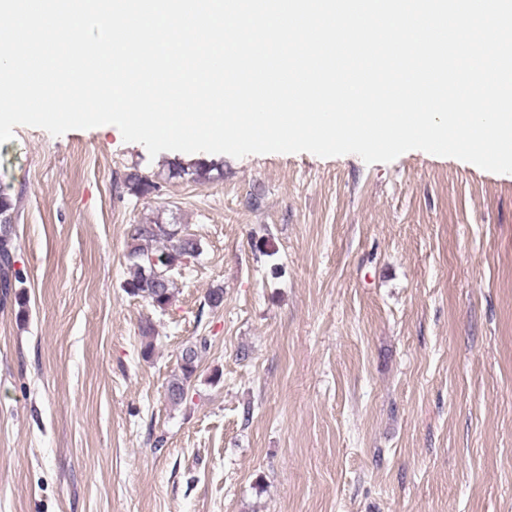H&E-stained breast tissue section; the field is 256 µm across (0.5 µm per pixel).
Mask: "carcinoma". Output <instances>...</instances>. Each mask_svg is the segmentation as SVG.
<instances>
[{"label": "carcinoma", "instance_id": "1", "mask_svg": "<svg viewBox=\"0 0 512 512\" xmlns=\"http://www.w3.org/2000/svg\"><path fill=\"white\" fill-rule=\"evenodd\" d=\"M211 169L195 166L191 169L180 164L173 165L172 176L188 175L194 181L210 178ZM126 186L133 195H147L157 189L156 183L136 172L126 176ZM16 203L12 197L0 192V296H14L19 312H24L27 297L23 293L11 294V288L22 280L21 272L14 269L15 244L11 236ZM201 254V243L192 234L182 231L178 224H163L150 221L135 224L130 233L126 260L131 273L123 284V291L131 297H140L154 309L165 311L175 295V279L170 267L181 266L185 258L194 259ZM207 348V338L182 351L178 373L167 385V399L173 406L183 404L188 395L191 380L198 369V359Z\"/></svg>", "mask_w": 512, "mask_h": 512}]
</instances>
